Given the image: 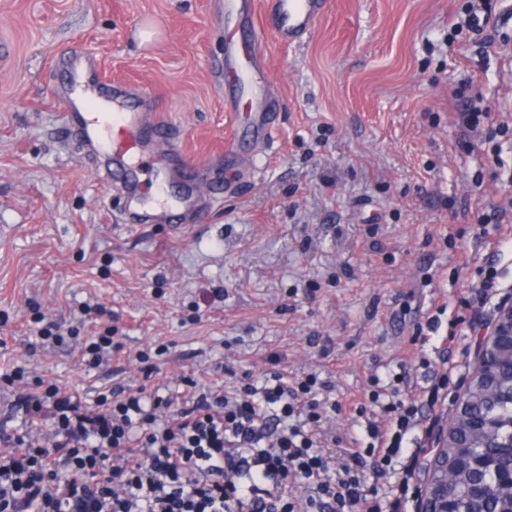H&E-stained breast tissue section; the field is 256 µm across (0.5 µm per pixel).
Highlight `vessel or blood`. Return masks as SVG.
Returning a JSON list of instances; mask_svg holds the SVG:
<instances>
[{
    "mask_svg": "<svg viewBox=\"0 0 512 512\" xmlns=\"http://www.w3.org/2000/svg\"><path fill=\"white\" fill-rule=\"evenodd\" d=\"M326 0H224L216 26L224 30V103L237 115L236 130L252 142L267 145L273 138L278 114L277 98L261 55V32L272 29L281 44L311 34ZM69 64L74 82L95 88L96 109L81 112L71 97H63L70 135L103 155L108 173L120 182L130 206H139L145 191H153L158 205L147 218L185 227L197 206V183L189 181L181 193L167 190L187 165L178 149H171L172 169L163 179L148 183L142 177L150 146L167 139L169 126L158 113L148 111L149 93L140 88L107 83L98 75L96 59L72 52Z\"/></svg>",
    "mask_w": 512,
    "mask_h": 512,
    "instance_id": "obj_1",
    "label": "vessel or blood"
}]
</instances>
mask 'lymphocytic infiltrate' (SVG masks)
I'll list each match as a JSON object with an SVG mask.
<instances>
[{"label":"lymphocytic infiltrate","mask_w":512,"mask_h":512,"mask_svg":"<svg viewBox=\"0 0 512 512\" xmlns=\"http://www.w3.org/2000/svg\"><path fill=\"white\" fill-rule=\"evenodd\" d=\"M328 387L274 372L232 394L118 388L91 406L57 385L23 389L12 408L25 427L0 436V512H404L423 406L372 392L388 420L339 461L319 431ZM395 466L380 493L369 471Z\"/></svg>","instance_id":"lymphocytic-infiltrate-1"}]
</instances>
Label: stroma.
<instances>
[{"mask_svg":"<svg viewBox=\"0 0 512 512\" xmlns=\"http://www.w3.org/2000/svg\"><path fill=\"white\" fill-rule=\"evenodd\" d=\"M223 0H0V416L18 385L92 405L115 387L234 389L277 371L329 381L323 430L365 438L373 387L406 379L424 402L454 335L453 419L499 307L512 304V0H327L312 34L262 37L279 98L253 167L223 159ZM151 21L160 34L140 43ZM151 95L184 158L207 174L190 227L132 225L102 162L70 137L63 59ZM474 106L480 126L463 130ZM492 276L486 303L476 286ZM472 308H464V300ZM436 330H427L430 320ZM67 339L34 336L38 321ZM115 328L107 363L80 351Z\"/></svg>","mask_w":512,"mask_h":512,"instance_id":"1","label":"stroma"}]
</instances>
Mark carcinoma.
I'll return each instance as SVG.
<instances>
[{
  "instance_id": "obj_1",
  "label": "carcinoma",
  "mask_w": 512,
  "mask_h": 512,
  "mask_svg": "<svg viewBox=\"0 0 512 512\" xmlns=\"http://www.w3.org/2000/svg\"><path fill=\"white\" fill-rule=\"evenodd\" d=\"M497 357L498 369L475 377L464 411L451 422L448 447L441 449L433 475L447 483L459 512H512V482L503 478L512 469V451L503 447L512 441V348L500 347ZM459 442L468 447H457ZM474 452L496 461L485 475V496L472 492Z\"/></svg>"
}]
</instances>
